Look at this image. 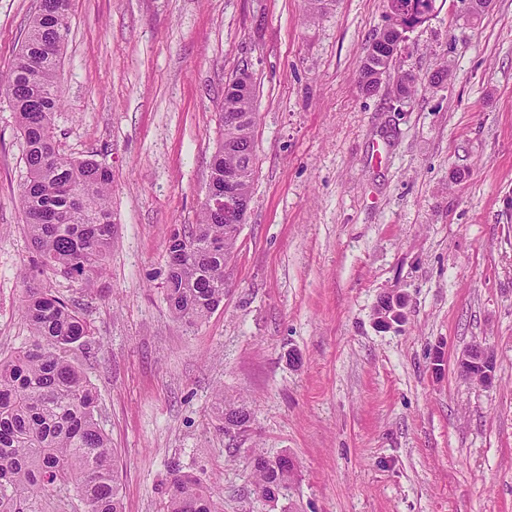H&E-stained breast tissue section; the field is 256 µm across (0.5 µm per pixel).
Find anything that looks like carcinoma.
Masks as SVG:
<instances>
[{
  "instance_id": "cac0c4a2",
  "label": "carcinoma",
  "mask_w": 512,
  "mask_h": 512,
  "mask_svg": "<svg viewBox=\"0 0 512 512\" xmlns=\"http://www.w3.org/2000/svg\"><path fill=\"white\" fill-rule=\"evenodd\" d=\"M405 0H383L388 28L384 41L366 49L358 76L365 94L376 91L393 61L392 46L404 42ZM71 0H40L25 40L0 88L10 93L25 144L26 179L21 190L27 234L36 259L22 279L61 273L82 290L94 289L112 251V171L89 159L60 152L54 115L62 105L57 81L59 55L68 31ZM227 110L248 115L238 125L219 113L223 147L212 156L217 183L234 172L250 186L254 176L256 113L252 98L226 84ZM166 300L175 318L204 322L224 302V248L236 252L237 237L201 206L197 223L169 238ZM30 340L0 358V512H45L47 497L73 491L86 512H123L115 450L96 418L97 389L74 361L91 330L76 304L47 288L29 285L21 306ZM216 417L229 433L251 419L245 405L216 393ZM289 459L253 457L259 491L279 499L292 477ZM166 512H220L212 488L200 477L170 470Z\"/></svg>"
}]
</instances>
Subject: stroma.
Listing matches in <instances>:
<instances>
[{"mask_svg":"<svg viewBox=\"0 0 512 512\" xmlns=\"http://www.w3.org/2000/svg\"><path fill=\"white\" fill-rule=\"evenodd\" d=\"M38 0H0V73ZM383 0H72L61 152L113 177L107 271L75 301L82 371L116 452L124 512H164L180 463L222 512H512V0H436L389 77L356 78ZM253 78L255 174L224 302L191 327L165 293L168 238L195 223L224 85ZM447 67L443 83L429 77ZM420 76L396 99L395 77ZM24 145L0 95V357L27 341ZM405 296L401 323L374 307ZM493 383L464 380L473 343ZM247 431L217 428L216 391ZM288 455L277 502L252 452ZM457 368L466 378L480 384L487 382L495 370L494 352L482 344L470 347L458 358Z\"/></svg>","mask_w":512,"mask_h":512,"instance_id":"stroma-1","label":"stroma"}]
</instances>
